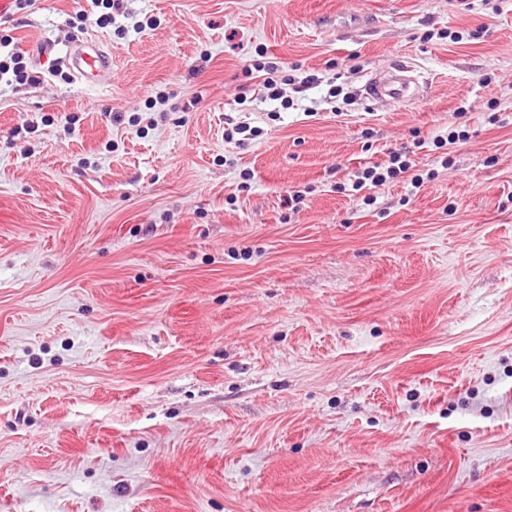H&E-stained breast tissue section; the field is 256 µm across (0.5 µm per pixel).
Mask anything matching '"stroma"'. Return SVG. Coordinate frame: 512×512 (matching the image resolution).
<instances>
[{"mask_svg": "<svg viewBox=\"0 0 512 512\" xmlns=\"http://www.w3.org/2000/svg\"><path fill=\"white\" fill-rule=\"evenodd\" d=\"M98 14L0 12L112 54L0 88V512H512V0ZM259 48L320 79L275 121ZM57 61L83 83L100 84L112 75V57L102 45L92 38L75 41L64 57ZM396 72H388L383 79H374L365 86V98H387L393 103H402L413 100L417 97L411 89L410 84ZM407 153L409 151L392 153L388 166L375 163L360 169L357 172L358 177L352 184L353 191H361L366 187L370 189L383 186L390 179L409 172L412 162L407 157Z\"/></svg>", "mask_w": 512, "mask_h": 512, "instance_id": "35a3bbf8", "label": "stroma"}]
</instances>
